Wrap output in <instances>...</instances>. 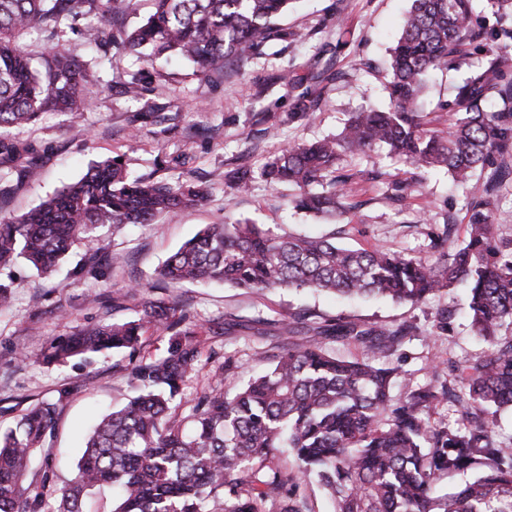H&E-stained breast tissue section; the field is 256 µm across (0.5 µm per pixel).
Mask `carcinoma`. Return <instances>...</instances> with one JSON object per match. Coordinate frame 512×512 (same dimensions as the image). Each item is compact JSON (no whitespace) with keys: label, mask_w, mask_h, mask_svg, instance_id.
<instances>
[{"label":"carcinoma","mask_w":512,"mask_h":512,"mask_svg":"<svg viewBox=\"0 0 512 512\" xmlns=\"http://www.w3.org/2000/svg\"><path fill=\"white\" fill-rule=\"evenodd\" d=\"M128 0H0V179L14 169L34 176L28 146L3 131L52 109L84 112L86 64L52 47L33 66L18 42L41 27L50 35L79 16L109 19ZM139 27L120 36L99 27L89 38L104 49L115 43L137 60L156 64L177 53L202 77L242 58L275 33V19L291 0H154ZM473 0H412L391 48L390 105L352 113L341 133L288 146L261 176L301 190L295 207L330 218L345 213L346 189L336 179L342 152L383 146L428 172L445 169L466 185L490 170L483 196L466 201L467 237L436 240L443 261L350 248L320 236L280 234L261 224H208L176 248L159 268L162 281L224 283L264 291L310 289L354 297H387L417 304L465 283L472 328L488 345L484 355L448 365L450 380L393 400L397 367H377L378 353L393 354L407 338L397 327L336 321L317 336L293 334L270 367L224 391V380L198 398L185 417L172 412L180 387L198 367L195 331L186 312L150 301L137 321L82 328L24 358L45 363L103 349L134 354L150 329L170 334L165 355L140 359L129 372L137 389L121 408L93 428L74 475L59 489L57 512H92L91 495L117 487L111 512H310L303 487L317 479L334 512H512V446L493 438L498 417L512 412V244L497 238L492 222L495 188L512 181L504 155L512 148V61L490 48L452 89L448 134L426 127L419 103L433 70L451 66L474 36ZM208 187L131 179L117 159L92 163L77 181L19 218L0 216V267L18 260L52 273L77 242L92 240L105 224H155L197 207ZM346 341L361 357L343 359L327 348ZM440 403L458 408L454 426L432 423ZM56 404L31 405L0 433V512H40L53 489L47 467L29 478V462L52 430ZM290 456L294 465L281 464ZM472 478L436 494L458 474Z\"/></svg>","instance_id":"carcinoma-1"}]
</instances>
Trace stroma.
<instances>
[{"instance_id":"obj_1","label":"stroma","mask_w":512,"mask_h":512,"mask_svg":"<svg viewBox=\"0 0 512 512\" xmlns=\"http://www.w3.org/2000/svg\"><path fill=\"white\" fill-rule=\"evenodd\" d=\"M476 42L457 68L434 71L420 108L432 127L447 130L452 86L495 46L512 58V42L492 43L495 19L487 0H475ZM410 0H297L276 22L277 36L256 53L208 78L173 57L152 68L117 48L101 51L84 43L87 18L63 26L57 36L39 28L21 43L39 57L55 44L85 61L99 78L88 89L92 105L80 114L46 112L33 124L8 129L9 137L34 146L41 177L15 172L0 184V215L19 217L63 185L80 178L94 161L117 157L134 176L171 183L202 181L205 201L165 224L96 229L92 242L75 245L58 269L38 275L26 265L0 270L13 292V308L0 312V428L10 426L31 404L57 403L55 428L32 461L42 474L48 455L75 460L99 417L124 402L128 384L125 354L106 351L62 364L29 360L51 338L93 323L139 319L138 301L114 302L116 291L136 281L148 285L144 298L185 307L199 333L197 373L176 402L188 411L209 391L212 375L242 384L260 373L259 351L275 352L288 341L279 321L304 315L303 333L314 323L343 318L382 327L406 326L409 340L376 364L397 366L393 396L448 377L447 364L482 356L487 345L474 336L464 288L445 290L418 305L388 299L348 300L308 291L256 293L225 285L192 283L150 287L155 269L207 224L250 220L278 232L335 236L353 247L377 245L437 261L433 244L445 230L455 241L466 235L465 195L446 172L426 180L384 149L345 154L336 172L349 176L354 193L340 219L323 221L289 204L295 189L254 179L238 192L228 172L246 167L258 173L268 158L291 143H310L340 133L351 113L387 108L389 49L399 38ZM136 82L138 99L124 92Z\"/></svg>"}]
</instances>
